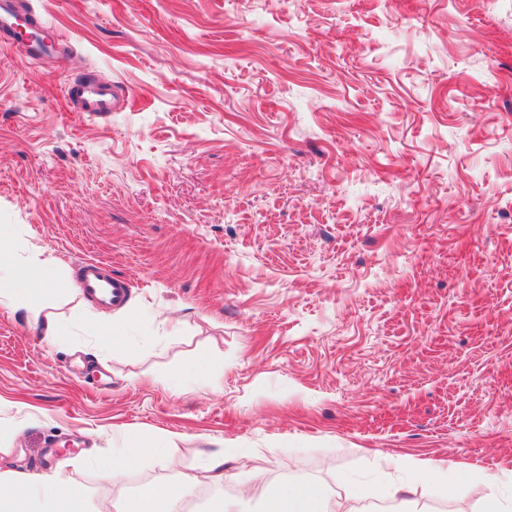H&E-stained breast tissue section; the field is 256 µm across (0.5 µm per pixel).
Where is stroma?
I'll list each match as a JSON object with an SVG mask.
<instances>
[{"instance_id": "stroma-1", "label": "stroma", "mask_w": 512, "mask_h": 512, "mask_svg": "<svg viewBox=\"0 0 512 512\" xmlns=\"http://www.w3.org/2000/svg\"><path fill=\"white\" fill-rule=\"evenodd\" d=\"M21 2L72 50L0 47V226L56 259L73 341L0 308V467L91 505L188 474L190 512L291 476L368 512L380 480L423 512L511 497L512 0ZM86 74L122 107L71 111ZM86 262L127 281L131 349L71 324L102 311ZM200 354L223 372L169 389ZM131 430L163 457L106 481ZM439 458L455 496L418 481Z\"/></svg>"}]
</instances>
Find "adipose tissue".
I'll list each match as a JSON object with an SVG mask.
<instances>
[{
    "mask_svg": "<svg viewBox=\"0 0 512 512\" xmlns=\"http://www.w3.org/2000/svg\"><path fill=\"white\" fill-rule=\"evenodd\" d=\"M57 263L33 251L27 259H17L13 238L0 228V307L25 311L40 321L44 342L52 347L67 344L52 320L43 319V309L36 299L48 292L56 277ZM135 314L116 319L102 317L90 337L93 350L128 348V333ZM123 447L114 449L101 467L105 478L115 479L137 469L144 456L155 454V439L137 432L123 436ZM195 495L192 480L184 479L166 488L143 485L120 508L119 512H182L185 501ZM329 494L315 483L288 481L248 501L232 503L217 495L208 500L204 512H328ZM0 512H88L86 502L73 488L62 471L39 476L11 471L0 476Z\"/></svg>",
    "mask_w": 512,
    "mask_h": 512,
    "instance_id": "obj_1",
    "label": "adipose tissue"
}]
</instances>
